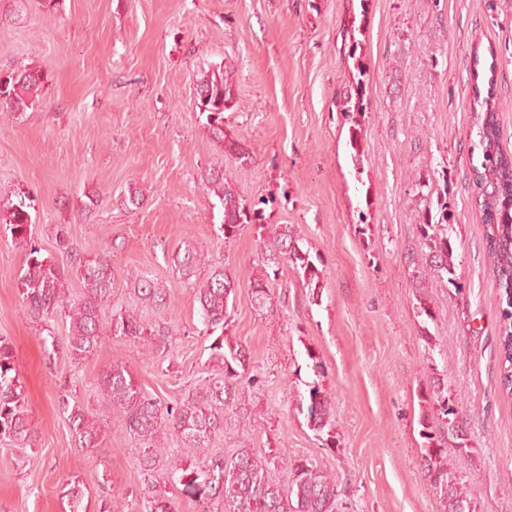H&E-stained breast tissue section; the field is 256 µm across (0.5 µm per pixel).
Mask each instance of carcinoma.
<instances>
[{"label": "carcinoma", "mask_w": 512, "mask_h": 512, "mask_svg": "<svg viewBox=\"0 0 512 512\" xmlns=\"http://www.w3.org/2000/svg\"><path fill=\"white\" fill-rule=\"evenodd\" d=\"M44 82L41 74L31 69L14 70L0 75V112L21 115L38 102V92ZM203 126L212 141L224 152L244 163L247 161L242 142L224 130V112L234 104L232 83L224 68H211L202 73L196 89ZM473 131L479 151L478 164L472 166L473 191L482 213L484 241L491 259V272L500 290L505 307L501 310L499 328L500 382L504 392L512 395V154L501 146V132L496 119L497 102L494 87L486 95L477 91L473 96ZM207 191L218 198L224 209L221 231L228 239L240 227L261 220V211L249 210L236 196L224 178V171L208 169L201 175ZM20 195L17 204L0 206V229L9 232L12 240L23 243L27 254L18 288L24 312L35 321H45L54 315L69 320L68 349L73 359L80 361L99 345L102 332V312L112 302L116 287L110 259L102 254L77 263V273L84 288L83 295L70 298L62 292L64 272L42 248L27 239L31 217L26 201ZM441 216L433 222L424 219L419 225L421 266L427 274L454 282L456 267L448 224V204L440 205ZM263 278L255 281V304L265 308L272 304L265 283L278 277L283 263L292 264L305 284L318 282L320 270L298 245L292 225L280 224L271 231V238L260 248ZM172 262L185 272L198 263L197 250L186 245L176 251ZM141 302L164 308L169 304V290L145 276L134 281ZM235 284L223 269L213 270L196 288L204 332L214 336L209 345V360L220 374L206 380L189 396L175 405L164 403L144 393L134 374L122 363H114L103 376L100 386L101 406L118 408L126 414L130 436L140 442L143 469L152 471L166 453L163 448L165 431L179 435L198 454L175 468L183 494L208 512L207 504L219 496L224 500V512H335L337 487L333 477L310 466L302 459L289 464L292 480L281 486L269 477L268 459L241 448L229 458L208 456L209 442L224 431V408L234 401L237 381L245 369V349L222 334L227 326V310L234 295ZM113 334L138 338L151 352L165 349L161 333L150 329L135 312L118 313L112 318ZM429 402L434 415L448 425V433L459 435L456 410L449 403L448 384L433 377ZM59 408L67 414L70 427L81 448L94 447L100 426L87 417L78 404L70 403L63 394ZM308 416L315 430L332 426L328 417V400L318 387L309 391ZM423 461L431 487L444 506V512H475L472 501L460 491L455 478L448 472V449L433 446L431 425L422 424ZM31 447L32 428L19 375L14 366L12 346L0 337V441ZM149 512H176L173 500L157 491L148 500Z\"/></svg>", "instance_id": "obj_1"}]
</instances>
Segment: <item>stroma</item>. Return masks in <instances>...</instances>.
<instances>
[{
	"label": "stroma",
	"mask_w": 512,
	"mask_h": 512,
	"mask_svg": "<svg viewBox=\"0 0 512 512\" xmlns=\"http://www.w3.org/2000/svg\"><path fill=\"white\" fill-rule=\"evenodd\" d=\"M357 19L366 112L353 147L339 106L355 79L348 30ZM219 65L238 97L224 128L240 135L244 164L200 121L197 79ZM22 67L45 82L22 119L0 112V203L22 191L35 197L31 236L64 268L70 295L83 292L77 259L109 253L117 285L103 324L139 308L136 275L172 297L166 310L144 314L166 333L162 353L148 357L140 342L108 332L74 360L63 317L26 316L18 290L26 248L0 232V337L12 345L36 436L29 449L0 443V512H69L65 485L74 480L86 512L105 497L146 512L152 486L177 512H197L170 477L192 448L170 436L167 458L146 479L124 413L97 399L116 361L170 403L211 376L195 289L216 268L237 284L225 335L249 361L213 452L273 449L308 460L334 475L336 512H442L420 436L438 369L461 433L432 424L450 448L449 470L479 512H512L501 297L472 194L469 138L474 89L491 84L502 145L512 150V0H59L53 12L43 0H0V73ZM212 168L243 203L261 204L263 224L223 239L224 210L201 181ZM131 187L135 207L124 204ZM443 200L456 280L421 282L412 263L419 223ZM60 224L71 251L56 244ZM275 224L299 231L320 278L307 287L283 265L269 285L272 308L261 311L258 250ZM187 242L200 254L188 279L170 263ZM421 296L430 317L418 313ZM314 385L329 398L328 438L308 419ZM63 394L99 420L96 447L75 442L58 408ZM461 439L468 452L456 451Z\"/></svg>",
	"instance_id": "obj_1"
}]
</instances>
